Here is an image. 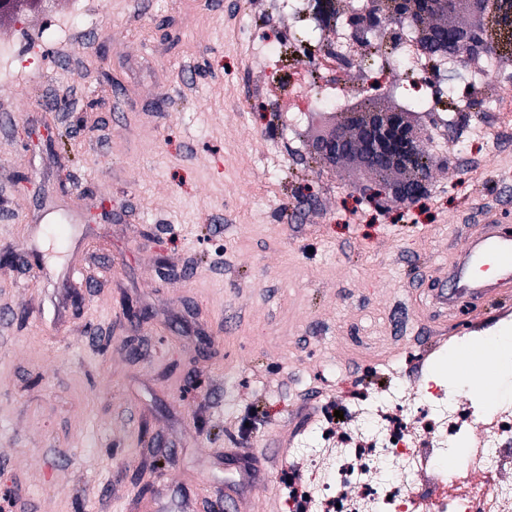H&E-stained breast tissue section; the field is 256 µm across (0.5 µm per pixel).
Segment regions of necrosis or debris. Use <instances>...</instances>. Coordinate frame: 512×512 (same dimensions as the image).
<instances>
[{
	"instance_id": "1",
	"label": "necrosis or debris",
	"mask_w": 512,
	"mask_h": 512,
	"mask_svg": "<svg viewBox=\"0 0 512 512\" xmlns=\"http://www.w3.org/2000/svg\"><path fill=\"white\" fill-rule=\"evenodd\" d=\"M332 51H316L290 68L266 71L260 87L287 83L297 112L319 104L359 103L360 83L347 82L348 70L362 80L401 66L403 74L422 67L409 29L383 19L381 29L353 41L346 23L330 37ZM432 87H424L414 106L436 116L433 141L481 136V129L449 124ZM342 417H335V410ZM324 436L312 454L284 475L290 512H417L406 479L432 486L427 512H512V406L505 404L482 420L472 397L429 382L425 392L364 389L345 392L324 406ZM462 443L475 455L453 461L449 447Z\"/></svg>"
}]
</instances>
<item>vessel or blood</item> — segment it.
Masks as SVG:
<instances>
[{"mask_svg":"<svg viewBox=\"0 0 512 512\" xmlns=\"http://www.w3.org/2000/svg\"><path fill=\"white\" fill-rule=\"evenodd\" d=\"M509 282H512V235L502 232L494 220L484 224L481 232L461 250L440 296L460 306L476 304L491 298L502 284ZM458 369L482 374L485 390L494 391L496 382L488 364L466 355Z\"/></svg>","mask_w":512,"mask_h":512,"instance_id":"vessel-or-blood-1","label":"vessel or blood"}]
</instances>
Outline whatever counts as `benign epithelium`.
<instances>
[{"label":"benign epithelium","instance_id":"benign-epithelium-1","mask_svg":"<svg viewBox=\"0 0 512 512\" xmlns=\"http://www.w3.org/2000/svg\"><path fill=\"white\" fill-rule=\"evenodd\" d=\"M456 0H388L398 21L418 33L422 52L427 58L449 59L461 55L468 64L479 65L491 50L500 47L512 37V0H489L492 23H476L466 36L448 24L436 28L426 26L427 17L434 11L452 8ZM342 0H306L303 17L311 19L316 27L324 29L335 22ZM354 35L375 30L380 25L377 15L350 7L345 12ZM367 87L368 109L357 113L356 136H351L341 123L329 128L328 135L318 144V150L327 155H345L358 152L366 165L379 176L366 180L358 187L363 200L377 210L394 206V200L417 203L424 199L431 187L432 167L421 160L425 144L431 138L432 120L425 114H416L409 120L408 113L390 111L377 106L379 99Z\"/></svg>","mask_w":512,"mask_h":512}]
</instances>
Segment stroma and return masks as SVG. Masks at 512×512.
Returning <instances> with one entry per match:
<instances>
[{
    "label": "stroma",
    "mask_w": 512,
    "mask_h": 512,
    "mask_svg": "<svg viewBox=\"0 0 512 512\" xmlns=\"http://www.w3.org/2000/svg\"><path fill=\"white\" fill-rule=\"evenodd\" d=\"M266 8L0 19V512H288L282 474L340 382L458 387L459 335L405 360L441 335L427 289L455 250L512 230V150L435 170L408 216L344 209L303 113L242 109L289 35H321Z\"/></svg>",
    "instance_id": "obj_1"
}]
</instances>
